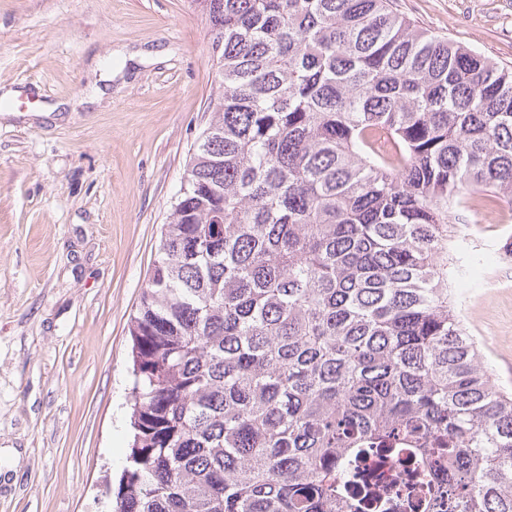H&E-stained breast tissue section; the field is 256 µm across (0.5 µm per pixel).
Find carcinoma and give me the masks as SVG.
Masks as SVG:
<instances>
[{"label":"carcinoma","instance_id":"cac0c4a2","mask_svg":"<svg viewBox=\"0 0 512 512\" xmlns=\"http://www.w3.org/2000/svg\"><path fill=\"white\" fill-rule=\"evenodd\" d=\"M218 95L130 318L114 512H512V392L448 296L472 199L512 203V66L393 0H192ZM413 473L412 467L407 464L400 465L398 468L392 466V470L386 474V480H391L393 490L401 496L414 486Z\"/></svg>","mask_w":512,"mask_h":512}]
</instances>
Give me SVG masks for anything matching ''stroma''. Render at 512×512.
Masks as SVG:
<instances>
[{
  "label": "stroma",
  "mask_w": 512,
  "mask_h": 512,
  "mask_svg": "<svg viewBox=\"0 0 512 512\" xmlns=\"http://www.w3.org/2000/svg\"><path fill=\"white\" fill-rule=\"evenodd\" d=\"M398 8L512 65V0ZM210 55L188 0H0V512L105 508L129 443L127 326L217 93ZM474 235L453 301L512 390V260L493 261L512 223Z\"/></svg>",
  "instance_id": "obj_1"
}]
</instances>
